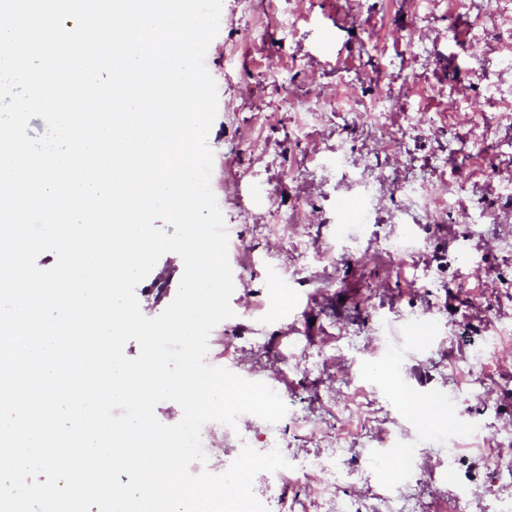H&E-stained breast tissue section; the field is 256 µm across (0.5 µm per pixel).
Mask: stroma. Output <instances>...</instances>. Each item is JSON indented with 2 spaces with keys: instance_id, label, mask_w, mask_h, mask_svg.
<instances>
[{
  "instance_id": "1",
  "label": "stroma",
  "mask_w": 512,
  "mask_h": 512,
  "mask_svg": "<svg viewBox=\"0 0 512 512\" xmlns=\"http://www.w3.org/2000/svg\"><path fill=\"white\" fill-rule=\"evenodd\" d=\"M221 15L208 145L234 315L207 362L288 407V480L259 473L257 499L512 512L496 459L512 433V0H222ZM183 270L161 256L136 288L146 316ZM424 321L432 339L412 346ZM405 391L455 428L417 426ZM394 448L414 449V478L373 465ZM310 461L329 495L309 490Z\"/></svg>"
}]
</instances>
